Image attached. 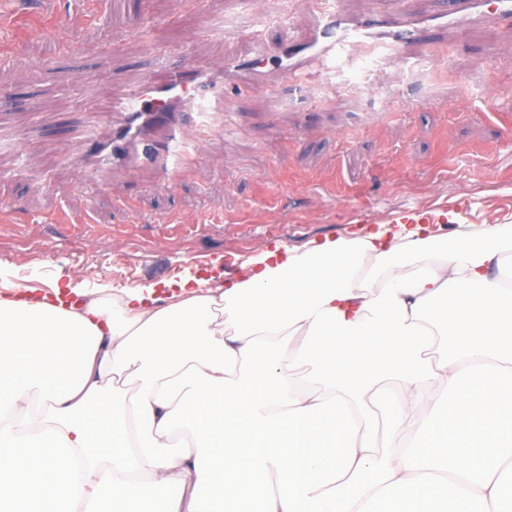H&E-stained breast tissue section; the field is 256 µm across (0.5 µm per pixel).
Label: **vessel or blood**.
Listing matches in <instances>:
<instances>
[{
  "instance_id": "vessel-or-blood-1",
  "label": "vessel or blood",
  "mask_w": 512,
  "mask_h": 512,
  "mask_svg": "<svg viewBox=\"0 0 512 512\" xmlns=\"http://www.w3.org/2000/svg\"><path fill=\"white\" fill-rule=\"evenodd\" d=\"M511 14L512 0H440L439 9L428 16L410 13L399 0L393 13L375 20L346 18L321 12L318 25L305 35L286 32L278 48H263L259 59L278 57L295 93L304 90L308 58L334 61L345 48L361 46L399 50L415 44L426 33L448 26L487 23L496 16ZM162 70L161 79L142 81L113 101L111 144L98 147L95 162L123 165L127 153L158 137L157 155L166 164L180 167L190 142V130L208 125L215 104L224 98L226 82L238 88L258 86L259 67H244L241 61L228 60L223 72L202 64L190 67L175 64L165 55L155 56Z\"/></svg>"
}]
</instances>
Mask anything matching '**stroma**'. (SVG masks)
<instances>
[{
	"label": "stroma",
	"instance_id": "stroma-1",
	"mask_svg": "<svg viewBox=\"0 0 512 512\" xmlns=\"http://www.w3.org/2000/svg\"><path fill=\"white\" fill-rule=\"evenodd\" d=\"M0 0V290L176 284L239 275L300 246L405 211L512 224V18L434 33L389 54L313 59L305 96L267 63L230 90L239 129L213 126L175 174L150 154L90 164L77 133L164 52L214 71L252 56L246 31L280 17L304 32L306 0ZM219 30L198 36L199 28Z\"/></svg>",
	"mask_w": 512,
	"mask_h": 512
}]
</instances>
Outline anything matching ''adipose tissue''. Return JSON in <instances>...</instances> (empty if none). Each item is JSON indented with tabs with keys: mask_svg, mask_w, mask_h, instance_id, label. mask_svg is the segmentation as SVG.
Wrapping results in <instances>:
<instances>
[{
	"mask_svg": "<svg viewBox=\"0 0 512 512\" xmlns=\"http://www.w3.org/2000/svg\"><path fill=\"white\" fill-rule=\"evenodd\" d=\"M0 512H512V224L1 293Z\"/></svg>",
	"mask_w": 512,
	"mask_h": 512,
	"instance_id": "ef3b65f1",
	"label": "adipose tissue"
}]
</instances>
